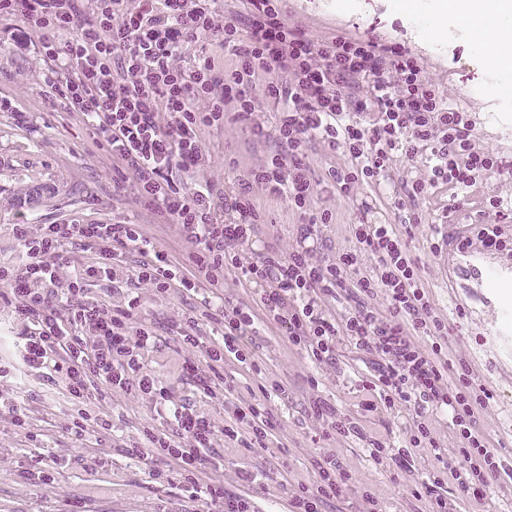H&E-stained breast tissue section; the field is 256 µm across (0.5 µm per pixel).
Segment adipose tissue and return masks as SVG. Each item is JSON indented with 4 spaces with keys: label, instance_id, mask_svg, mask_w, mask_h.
<instances>
[{
    "label": "adipose tissue",
    "instance_id": "adipose-tissue-1",
    "mask_svg": "<svg viewBox=\"0 0 512 512\" xmlns=\"http://www.w3.org/2000/svg\"><path fill=\"white\" fill-rule=\"evenodd\" d=\"M445 11V17L440 18L434 29L436 35L446 34L448 15L466 14L475 22L484 23L483 37L495 63L512 67V0H447ZM493 14L499 16V23L486 25V18Z\"/></svg>",
    "mask_w": 512,
    "mask_h": 512
}]
</instances>
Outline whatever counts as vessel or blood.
Wrapping results in <instances>:
<instances>
[{
  "mask_svg": "<svg viewBox=\"0 0 512 512\" xmlns=\"http://www.w3.org/2000/svg\"><path fill=\"white\" fill-rule=\"evenodd\" d=\"M452 273L462 275L492 310L488 333L512 353V262L472 245L458 250Z\"/></svg>",
  "mask_w": 512,
  "mask_h": 512,
  "instance_id": "vessel-or-blood-1",
  "label": "vessel or blood"
}]
</instances>
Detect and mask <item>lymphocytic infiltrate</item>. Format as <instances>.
I'll use <instances>...</instances> for the list:
<instances>
[{
    "mask_svg": "<svg viewBox=\"0 0 512 512\" xmlns=\"http://www.w3.org/2000/svg\"><path fill=\"white\" fill-rule=\"evenodd\" d=\"M0 14L23 17L39 30L45 82L111 152L114 191L131 194L173 225L191 248V268L184 271L141 225L128 221L13 225L20 261L0 266V302L26 326L19 343L24 368L45 373L76 406L66 426L76 440L84 439L89 424L112 428L109 415L85 411L94 382L141 396L160 422L121 440L117 451L149 464L155 479L164 477V464H173L183 495L209 501L215 512H255L252 498L205 480L203 472L219 440L264 448L277 429L267 403L287 399L288 387L265 378L256 353L257 331L267 322L318 365L336 366L344 339L374 357L370 389L377 397L365 401V410L400 406L412 425L409 449L374 439L369 456L391 462L398 477L412 478V494L425 512H448L441 478L412 477V449L438 445L430 428L438 410L462 442L443 470L464 494L486 495L505 471L479 422L492 394L470 378L464 362L449 359L448 324L434 312L402 235L395 225L366 220L370 205L364 201V218L352 227L353 249L332 258L318 254L319 227L332 216L313 208L315 188L304 163L313 143L349 155V165L330 175L339 193L352 200L360 187L380 184L395 155L425 157L426 177L404 183L402 194L392 196L397 209L405 198L427 195L441 184L467 188L481 177L512 175L511 161L476 148L471 112L450 103L425 78L409 48L345 33L313 38L288 22L282 0H232L221 13L211 0H0ZM204 41L223 49V65L210 55L182 65L185 47ZM265 98L284 104L271 127L256 119ZM163 112L169 116L164 124ZM230 121L270 139V153L237 172L232 185L203 180L187 187L185 177L205 162L201 130ZM257 187L287 202L300 222L289 250L267 241L248 258L244 250L253 247L263 222L253 196ZM75 242L104 260L65 280L67 247ZM132 252L143 257L134 268L123 262ZM367 260L373 269L365 275ZM232 271L250 288V303L218 295ZM90 278L111 282L122 304L87 297ZM207 286L215 295L170 326L184 347L204 353L203 363L187 359L178 366L179 379L193 382L201 394L220 388L230 398L236 383L224 365L233 361L259 377L262 395L234 407L221 426L178 399L144 364L157 336L140 315L141 288L194 295ZM379 293L385 300L380 310L371 304ZM329 299L340 304V315L327 312ZM204 320L221 327L218 341L198 335ZM0 413L40 448L37 477L54 483L61 463L43 452V440L31 432L23 398L0 396ZM309 465L313 480L293 492L290 512H325L353 487L336 456L319 452Z\"/></svg>",
    "mask_w": 512,
    "mask_h": 512,
    "instance_id": "lymphocytic-infiltrate-1",
    "label": "lymphocytic infiltrate"
}]
</instances>
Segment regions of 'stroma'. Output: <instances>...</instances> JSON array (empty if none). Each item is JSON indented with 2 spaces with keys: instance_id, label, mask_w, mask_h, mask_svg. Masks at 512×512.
Here are the masks:
<instances>
[{
  "instance_id": "stroma-1",
  "label": "stroma",
  "mask_w": 512,
  "mask_h": 512,
  "mask_svg": "<svg viewBox=\"0 0 512 512\" xmlns=\"http://www.w3.org/2000/svg\"><path fill=\"white\" fill-rule=\"evenodd\" d=\"M441 9L440 0H285V14L291 22L313 37L341 31L360 36L375 35L386 42L410 48L423 74L449 101L472 113L476 122L478 148L512 161V96L498 94L497 88L512 83V69L494 66L477 51L468 26L461 19L448 20L447 35H432ZM38 36L22 17L0 16V264L16 263L19 249L11 230L15 224H110L129 221L142 225L155 244L174 261L187 263L189 246L178 239L173 226L159 223L149 210L137 206L130 196L112 189V156L97 146L79 113L68 111L52 97L44 83L47 66L37 53ZM501 116L498 124L485 123L487 115ZM206 164L200 175L228 181L230 161L241 165L258 163L270 148L255 138L249 127L229 124L202 130ZM347 157L315 144L305 163L316 187L314 207L328 211L331 223L320 226V252L325 256L352 249V224L361 217L356 202L342 197L329 176L330 169L347 164ZM424 158L407 162L395 157L381 184L363 187L378 220L403 224L415 213L420 223L406 240L420 265L421 282L435 312L448 323V355L463 361L476 383L493 394L480 414L497 456L512 466V364H503L492 337L486 334L487 312L481 307L460 309L458 290L449 280L443 256L430 250L437 234L477 238L489 221L484 208L487 197L512 200V177L483 178L460 192L445 186L434 194L406 201L403 210L390 206V197L406 180L425 177ZM255 196L265 213L262 238L279 242L281 249L293 244L298 217L285 202L264 191ZM192 295L161 296L150 289L141 291V314L151 321L158 336V348L150 353L147 368L168 375L185 358L202 359V352H188L169 331L182 312L197 306ZM257 354L268 375L288 385L286 402H269L279 418L276 434L265 448H234L224 445L206 470L209 478L223 481L226 489L251 495L257 512H289L290 489L308 483L312 473L308 460L315 449L341 458L354 475L356 488H367L380 503L382 512H423V502L410 493L392 467L368 461L363 440L338 436L314 445L317 425L308 407L312 397L335 403L347 417L392 448H410V418L400 408L363 411V390L370 380L372 364L349 342H341L336 367L314 364L306 352L288 348L271 325H262ZM240 386L233 403L210 399L197 393L192 384L175 386L178 397L190 399L215 422L231 413L232 405H246L260 396L256 382L237 363L225 365ZM24 395L32 431L43 433L51 450L67 462L56 483L44 486L30 476L35 453L24 436L16 434L6 417L0 416V512H206L204 501L185 498L178 480L158 483L149 468L128 462L107 438L75 440L65 429L71 406L65 393L35 372H21L0 380V395ZM92 412L112 415V433L123 438L135 436L152 423L151 404L137 396L113 392L97 384L89 405ZM416 475L435 471L438 462L430 448H410ZM287 463L283 481L255 485L241 481L244 471ZM450 512H512V478L501 477L485 498L461 493L451 476H444Z\"/></svg>"
}]
</instances>
